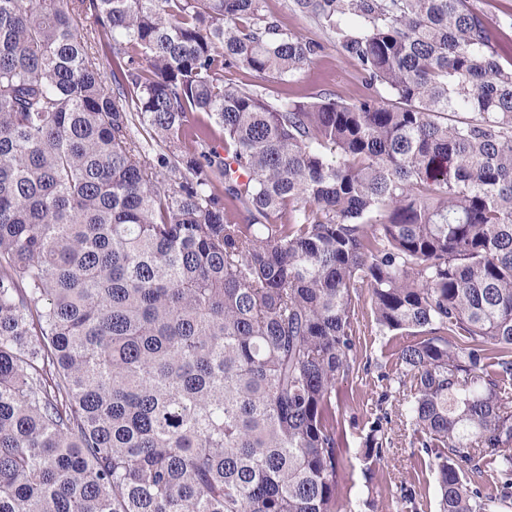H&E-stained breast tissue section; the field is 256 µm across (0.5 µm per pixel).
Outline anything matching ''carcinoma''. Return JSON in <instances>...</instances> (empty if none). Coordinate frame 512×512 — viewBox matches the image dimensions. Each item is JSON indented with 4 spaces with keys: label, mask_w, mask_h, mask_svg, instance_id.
I'll return each mask as SVG.
<instances>
[{
    "label": "carcinoma",
    "mask_w": 512,
    "mask_h": 512,
    "mask_svg": "<svg viewBox=\"0 0 512 512\" xmlns=\"http://www.w3.org/2000/svg\"><path fill=\"white\" fill-rule=\"evenodd\" d=\"M262 2L0 0V512H352L364 291L437 512L512 508V67L469 0H292L371 93L270 101L224 70L321 45Z\"/></svg>",
    "instance_id": "carcinoma-1"
}]
</instances>
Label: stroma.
Instances as JSON below:
<instances>
[{
	"instance_id": "obj_1",
	"label": "stroma",
	"mask_w": 512,
	"mask_h": 512,
	"mask_svg": "<svg viewBox=\"0 0 512 512\" xmlns=\"http://www.w3.org/2000/svg\"><path fill=\"white\" fill-rule=\"evenodd\" d=\"M472 7L484 15L499 46L500 62L512 66V0H470ZM265 10L279 19L288 32L319 42L321 52L314 58L301 79L261 80L242 69H228L224 80L250 88L269 98L301 100L317 92L334 93L353 101L366 92L361 71L342 57L330 35L312 18L296 13L291 0H265ZM359 333L356 337L360 367L344 381L336 395L339 420L337 438L340 448L351 459L347 483L352 500L365 499L364 463L358 454L365 436L378 417L394 413L398 385L392 382L396 351L401 342L397 336H382L371 327L369 301L361 299ZM387 466L375 476L377 512H412L396 503L401 487L411 488L415 496L435 512L437 491L435 478L422 472L425 457L419 445L405 435L402 424L392 423L386 444Z\"/></svg>"
}]
</instances>
